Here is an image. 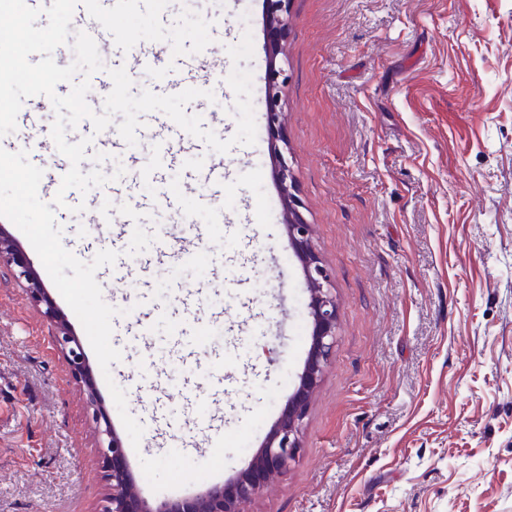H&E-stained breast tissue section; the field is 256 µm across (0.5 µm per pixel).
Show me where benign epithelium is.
Here are the masks:
<instances>
[{
    "instance_id": "7a95c632",
    "label": "benign epithelium",
    "mask_w": 512,
    "mask_h": 512,
    "mask_svg": "<svg viewBox=\"0 0 512 512\" xmlns=\"http://www.w3.org/2000/svg\"><path fill=\"white\" fill-rule=\"evenodd\" d=\"M269 49V79L265 91L266 121L272 139L283 128L279 100L286 83L284 70L277 67L282 52L291 0H264ZM278 157V178L284 196L286 229L305 269L309 309L313 320V342L307 365L288 407L248 465L231 485L215 484L186 498L150 501L140 495L126 465L125 448L112 425L107 411L98 400L92 370L79 339L56 309L47 289L34 272L30 261L8 233L0 229V267L14 269L26 283L36 306H44L43 317L54 327L57 346L66 356L75 380L82 386L92 409V420L99 440V453L106 473V492L95 512H248L247 506L274 476L284 473L294 460L300 445L303 422L308 415L310 396L336 348V299L332 294L330 274L311 249V225L296 209L292 193L293 173L288 159Z\"/></svg>"
}]
</instances>
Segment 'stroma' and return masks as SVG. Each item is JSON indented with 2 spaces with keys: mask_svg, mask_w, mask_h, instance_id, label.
Returning a JSON list of instances; mask_svg holds the SVG:
<instances>
[{
  "mask_svg": "<svg viewBox=\"0 0 512 512\" xmlns=\"http://www.w3.org/2000/svg\"><path fill=\"white\" fill-rule=\"evenodd\" d=\"M251 32L256 142L221 159L232 177L200 206L191 157L169 168L176 207L139 218L182 238L184 220L210 234L191 263L152 276L160 302L178 281L199 300L185 315L197 332L188 362L169 360L170 325L151 341L124 336L139 284H102L112 239L81 198L120 218L134 197L72 191L60 224L52 199L30 190L33 160L21 131L0 137V226L33 264L78 336L98 398L120 436L143 496L198 494L235 478L260 448L299 383L311 344L305 273L284 223L276 151L265 119L268 76L263 0H169ZM288 81L280 110L300 212L336 296V351L315 389L288 469L249 512H512V0H292L278 57ZM227 71L208 112L217 136L236 128ZM150 166L154 145L108 156L84 171ZM239 226L237 237L225 225ZM243 278L214 277L211 261ZM224 355L230 384L199 431L175 388L195 366ZM157 356L162 394L136 384ZM106 488L92 411L25 284L0 270V512H94Z\"/></svg>",
  "mask_w": 512,
  "mask_h": 512,
  "instance_id": "obj_1",
  "label": "stroma"
}]
</instances>
